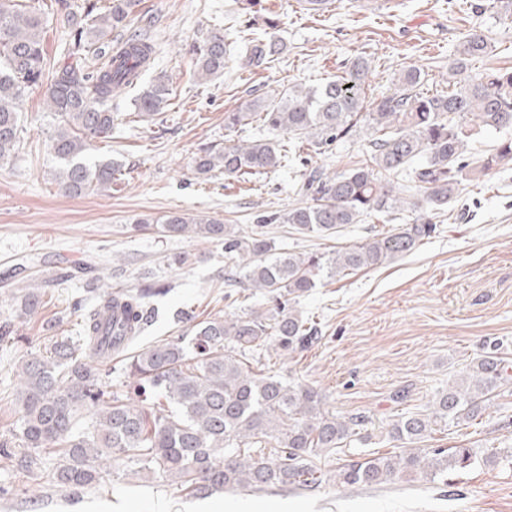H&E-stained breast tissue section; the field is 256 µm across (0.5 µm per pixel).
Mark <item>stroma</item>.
Returning <instances> with one entry per match:
<instances>
[{
  "mask_svg": "<svg viewBox=\"0 0 512 512\" xmlns=\"http://www.w3.org/2000/svg\"><path fill=\"white\" fill-rule=\"evenodd\" d=\"M479 0H335L329 12L307 10L304 0H140L130 28L114 30L121 41L143 28L155 54L139 86L112 96L109 138L93 154L119 166L111 189L79 197L60 192L59 164L50 149L58 122L48 112L44 87L20 103L23 132L16 154L0 165V323L13 334L0 341V440L16 434L19 365L43 354L61 336L80 340L73 311L95 274L116 289L167 287L155 297L151 326L135 344L142 350L185 333L182 309L197 318L242 313L267 298L243 285L228 286L235 265L223 246L197 236L165 237L134 230L137 217L170 212L207 215L249 234L259 214L299 204L293 184L305 169L343 171L369 155L367 133L340 146L297 145L291 135L269 133L259 123L238 135L224 130L225 112L298 85L312 87L342 75L347 61L366 57L371 74L366 101L393 91L402 69L422 73L423 89L444 90L462 38L473 29L489 36L493 50L472 60L469 75L512 68V24L500 21ZM43 33L50 60L46 76L67 65V36L55 0H42ZM221 30L230 49L223 74L197 77L192 48ZM275 37L279 55L247 64L243 41ZM166 75L172 94L165 111L143 121L132 101L140 85ZM272 137L285 158L259 178L237 180L214 172L196 174L200 148L235 139ZM384 217L350 224L319 239L287 224L266 228L277 247L325 251L364 242L390 229ZM185 256L174 264V256ZM45 283L43 306L28 319L16 315L21 286L14 277ZM299 310L315 324L312 346L282 356L262 349L248 366L313 386L326 412L358 416L359 432L341 448L315 457L325 474L320 486L288 485L261 490H224L197 499L139 465L99 459L106 483L71 494L49 482L44 471L22 468L19 458L0 457V512H225V504L248 503L265 512L276 502L288 512H512V464L486 462L499 448H512V382L499 388L472 419L434 426L426 448H471L480 463L447 477H401L381 485H346L336 472L372 455H396L393 423L405 413H429L438 394L472 362L495 351L512 363V162L464 181L443 213L438 232L395 262L324 281L301 298Z\"/></svg>",
  "mask_w": 512,
  "mask_h": 512,
  "instance_id": "obj_1",
  "label": "stroma"
}]
</instances>
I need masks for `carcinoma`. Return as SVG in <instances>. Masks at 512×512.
Here are the masks:
<instances>
[{
	"mask_svg": "<svg viewBox=\"0 0 512 512\" xmlns=\"http://www.w3.org/2000/svg\"><path fill=\"white\" fill-rule=\"evenodd\" d=\"M139 0H111L100 13L97 0H83L73 11L57 0L72 30L66 54L77 64L60 69L46 87V103L58 119L51 150L60 164L58 184L70 195L112 187L118 164L89 154L93 142L112 133V94L137 84L153 45L138 31L109 54L112 30L123 28ZM41 9L0 0V161L15 150L22 132L19 101L42 82L48 62ZM282 50L273 39L245 46V57L259 65ZM492 52L481 31L468 33L450 69L448 90L427 95L417 91L420 71L400 73L394 91L366 105L363 95L369 62L347 61L344 74L322 86L288 88L269 100L256 99L224 113V128L233 131L250 119L272 132H283L317 146L351 138L360 126L371 132L366 163L343 172L315 167L303 174L298 194L310 201L258 217L251 234L217 218L172 212L138 224H154L163 236L194 234L224 245V255L244 271L249 285L270 296V306L248 313L186 319L189 334L132 351L149 323L147 304L161 288L111 292L90 282L92 303L80 300L83 343L55 342L47 356L21 363L20 441L33 449H60L59 466L49 473L60 488L76 491L103 480L96 461L108 453L170 477L196 496L224 489L265 486H319L322 475L312 457L339 447L355 434L356 417L322 410L315 389L279 375H256L248 357L272 345L293 354L317 336L313 324L294 309L298 298L323 277L343 278L391 262L415 250L437 229L439 210L458 194L462 181L512 162V141L472 159L467 147L475 127L512 128V70L492 69L457 80L469 62ZM106 64L89 68L88 57ZM227 48L216 31L196 48V65L208 77L224 72ZM168 80L154 78L135 98L139 117L161 114L170 99ZM281 165L271 142L208 146L195 159L200 174L217 170L227 178L259 177ZM410 176L413 199L401 197L399 180ZM411 219L361 244L331 253L279 252L264 231L267 224H289L304 235L330 238L347 224L395 210ZM43 307L42 288H24L18 317ZM123 358L129 382L112 389V356ZM508 364L486 355L460 381L438 394L427 414H410L392 425V437L415 444L438 423H459L479 415L484 403L506 381ZM89 419L91 426L78 431ZM270 444V456L252 448ZM478 462L470 448H416L399 455L369 457L340 468L347 485H379L395 476L421 473L432 479Z\"/></svg>",
	"mask_w": 512,
	"mask_h": 512,
	"instance_id": "1",
	"label": "carcinoma"
}]
</instances>
